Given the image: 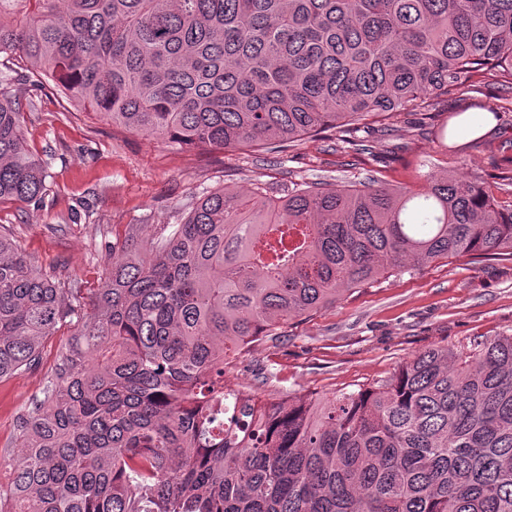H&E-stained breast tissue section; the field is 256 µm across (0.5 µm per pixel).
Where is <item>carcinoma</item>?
<instances>
[{"label":"carcinoma","mask_w":512,"mask_h":512,"mask_svg":"<svg viewBox=\"0 0 512 512\" xmlns=\"http://www.w3.org/2000/svg\"><path fill=\"white\" fill-rule=\"evenodd\" d=\"M491 80L512 90V0H0V203L47 191L28 82L181 148L329 131L363 155L360 130ZM462 258L512 260V205L448 174L211 192L171 233L112 247L87 302L0 234V378L77 324L21 418L0 512H512V334L331 395L224 386L288 321Z\"/></svg>","instance_id":"carcinoma-1"}]
</instances>
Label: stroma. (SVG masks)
<instances>
[{
  "instance_id": "1",
  "label": "stroma",
  "mask_w": 512,
  "mask_h": 512,
  "mask_svg": "<svg viewBox=\"0 0 512 512\" xmlns=\"http://www.w3.org/2000/svg\"><path fill=\"white\" fill-rule=\"evenodd\" d=\"M25 138L43 164L41 201L0 205V233L10 237L52 280L83 293L101 287L113 243L128 231L158 236L181 223L211 191L250 193L259 183L321 178L344 185L362 180L370 165L334 143L305 139L275 156L250 151L181 149L127 132L94 114L72 111L47 90L31 93ZM436 127L424 130L409 116L363 138L372 153L388 157L377 178L387 186H421L427 175L500 177L496 199L512 203V167L501 142L512 139V98L461 91L437 104ZM452 112L491 115L487 144L442 135ZM72 332L62 326L48 339L39 366L0 379V454L15 449L21 418L40 397ZM227 368L236 388L243 369L261 379L260 392L281 397L329 394L358 382L390 377L406 360L436 345L476 336L512 334V261L466 264L440 261L423 270L381 276L373 287L344 293L336 304L282 328Z\"/></svg>"
}]
</instances>
